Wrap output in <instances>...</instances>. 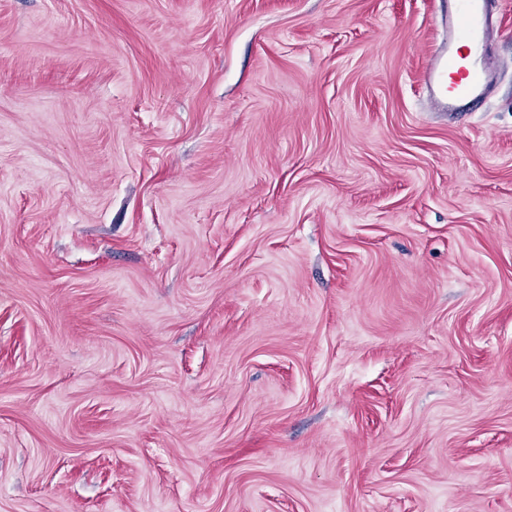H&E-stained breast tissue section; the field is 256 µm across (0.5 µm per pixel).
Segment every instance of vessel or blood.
Listing matches in <instances>:
<instances>
[{
  "label": "vessel or blood",
  "mask_w": 512,
  "mask_h": 512,
  "mask_svg": "<svg viewBox=\"0 0 512 512\" xmlns=\"http://www.w3.org/2000/svg\"><path fill=\"white\" fill-rule=\"evenodd\" d=\"M490 0H448V39L437 46L421 81L433 104L460 116L477 111L496 79Z\"/></svg>",
  "instance_id": "b4317fda"
}]
</instances>
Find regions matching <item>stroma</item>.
Here are the masks:
<instances>
[{
	"mask_svg": "<svg viewBox=\"0 0 512 512\" xmlns=\"http://www.w3.org/2000/svg\"><path fill=\"white\" fill-rule=\"evenodd\" d=\"M0 0V512H512V0ZM489 0H448V39L421 75L433 104L465 116L490 96L496 79ZM466 50V53L463 52Z\"/></svg>",
	"mask_w": 512,
	"mask_h": 512,
	"instance_id": "stroma-1",
	"label": "stroma"
}]
</instances>
